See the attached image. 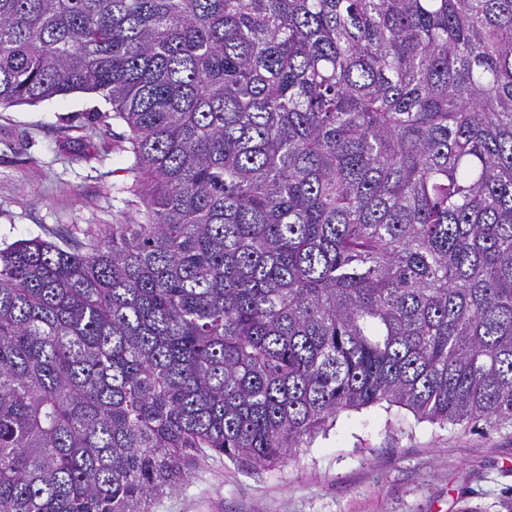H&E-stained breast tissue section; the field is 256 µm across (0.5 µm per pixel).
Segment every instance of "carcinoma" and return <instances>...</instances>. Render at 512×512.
I'll list each match as a JSON object with an SVG mask.
<instances>
[{"instance_id":"carcinoma-1","label":"carcinoma","mask_w":512,"mask_h":512,"mask_svg":"<svg viewBox=\"0 0 512 512\" xmlns=\"http://www.w3.org/2000/svg\"><path fill=\"white\" fill-rule=\"evenodd\" d=\"M73 91L141 219L0 248V512L512 428V0H0V106Z\"/></svg>"}]
</instances>
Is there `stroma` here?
I'll return each instance as SVG.
<instances>
[{
    "label": "stroma",
    "instance_id": "obj_1",
    "mask_svg": "<svg viewBox=\"0 0 512 512\" xmlns=\"http://www.w3.org/2000/svg\"><path fill=\"white\" fill-rule=\"evenodd\" d=\"M129 129L95 93L0 107V247L134 219ZM512 430L416 422L401 408L340 415L281 470L200 461L149 512H504Z\"/></svg>",
    "mask_w": 512,
    "mask_h": 512
}]
</instances>
